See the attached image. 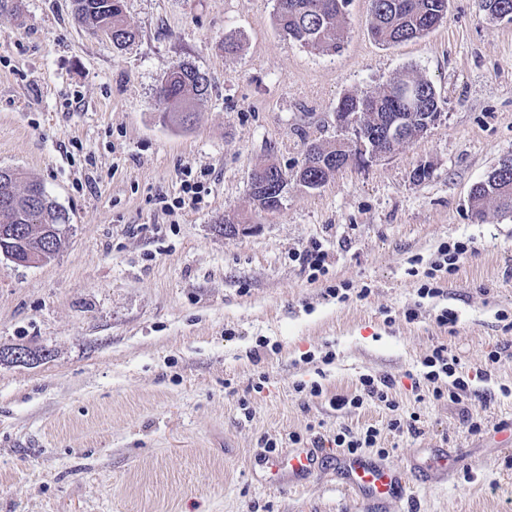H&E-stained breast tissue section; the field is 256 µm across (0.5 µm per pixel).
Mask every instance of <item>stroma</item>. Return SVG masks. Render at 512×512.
<instances>
[{
  "mask_svg": "<svg viewBox=\"0 0 512 512\" xmlns=\"http://www.w3.org/2000/svg\"><path fill=\"white\" fill-rule=\"evenodd\" d=\"M19 5L0 13V167L43 184L71 223L50 263L0 259V348L39 357L0 363V512H372L329 446L371 425L361 457L408 477L381 512H512V446L498 441L512 427V215L479 221L470 203L512 151V22L448 0L425 38L382 46L367 0H350L326 54L279 29L274 0H124L136 39L120 50L72 0ZM183 61L211 87L179 127L157 88ZM408 69L434 84L440 120L320 188L289 181L279 212H254L255 168L296 171L305 141L335 140L343 96ZM186 170L209 194L168 216L159 199L179 196ZM237 214L248 229L219 232ZM453 240L471 251L439 297L418 298L410 269ZM314 243L317 274L300 259ZM343 283L348 300L328 295ZM445 309L457 321L441 327ZM440 344L469 376L461 402L423 380ZM364 375L392 380L396 410L334 407ZM270 439L281 454L323 442L315 475L269 486ZM441 448L463 462L414 471Z\"/></svg>",
  "mask_w": 512,
  "mask_h": 512,
  "instance_id": "stroma-1",
  "label": "stroma"
}]
</instances>
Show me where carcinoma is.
<instances>
[{
	"label": "carcinoma",
	"instance_id": "obj_1",
	"mask_svg": "<svg viewBox=\"0 0 512 512\" xmlns=\"http://www.w3.org/2000/svg\"><path fill=\"white\" fill-rule=\"evenodd\" d=\"M75 13L88 24L93 33L112 39L118 48L135 39V32L123 14V0H74ZM348 0H276L275 17L289 37L302 45L325 53L336 54L344 39V15ZM480 10L490 20L512 13V0H480ZM448 0H369L366 19L371 36L380 44L391 46L420 39L446 18ZM412 84L422 105L410 108L403 104L394 89ZM210 83L205 73L188 62H182L163 78L159 97L167 112L164 118L186 124L196 101L207 98ZM441 111V99L427 79L408 71L390 83L362 94L343 97L336 112L344 119L357 112L360 132L371 136L363 140L366 151L387 150L384 132L388 125L423 129L427 116ZM336 144L307 143L304 159L295 173L296 179L332 177L339 168L347 167L336 161ZM507 175L489 173L471 190L472 210L476 218L484 217L485 205L493 202L504 213H512V153L507 158ZM281 172L275 165L253 171L249 196L254 208L262 211L274 208L278 202L257 190L269 172ZM70 221L67 210L39 183H21V173L14 168H0V231L12 233L11 242L17 257L27 259L32 254H44L51 261L66 246L65 225Z\"/></svg>",
	"mask_w": 512,
	"mask_h": 512
}]
</instances>
